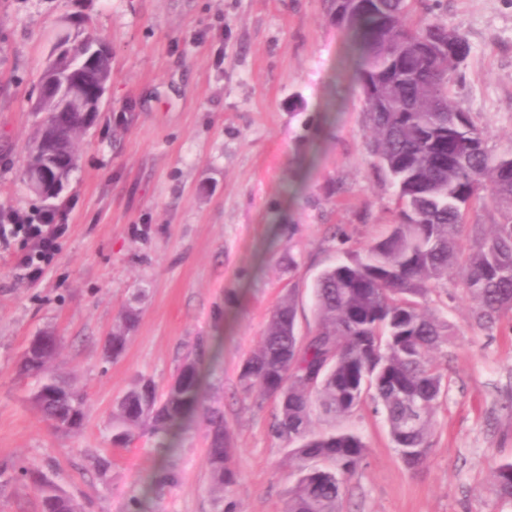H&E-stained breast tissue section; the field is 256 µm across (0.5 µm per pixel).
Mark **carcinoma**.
<instances>
[{
	"mask_svg": "<svg viewBox=\"0 0 512 512\" xmlns=\"http://www.w3.org/2000/svg\"><path fill=\"white\" fill-rule=\"evenodd\" d=\"M329 11L350 39L349 71L362 95L371 153L395 187V222L364 253L319 274L312 334L296 336L295 304L284 298L240 371L245 394L277 402L271 433L293 445L297 478L286 512H342L348 481L368 453L352 430L315 431V414L336 420L369 404L383 417L400 461L411 470L427 462L432 414L446 391L431 354L445 342L447 325L425 309L431 293L458 277L486 330L512 312V153L492 155L485 128L451 93L469 42L430 8L418 11L417 0H329ZM86 130L75 112L53 135L73 145ZM33 167L52 174L53 153L27 157L25 168ZM488 202L498 220L487 237L473 240L469 216ZM137 319L133 308L116 317L105 361L121 356ZM59 354L58 345L26 349L17 370L35 379L32 402L43 419L70 433L83 425L87 394L56 372ZM205 356L199 341L162 395L148 379L133 383L112 405L110 439L126 446L148 425L156 447L172 453L180 433L205 412L213 504L216 512H232L224 509V493L239 483L236 449L228 444L224 411L209 402ZM21 480L30 482L40 512H83L38 466L0 463V489ZM177 482L176 472L155 467L154 486ZM493 484L499 497L512 499L511 460L496 466Z\"/></svg>",
	"mask_w": 512,
	"mask_h": 512,
	"instance_id": "obj_1",
	"label": "carcinoma"
}]
</instances>
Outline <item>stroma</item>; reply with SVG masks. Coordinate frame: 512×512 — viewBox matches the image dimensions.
Segmentation results:
<instances>
[{
  "instance_id": "1",
  "label": "stroma",
  "mask_w": 512,
  "mask_h": 512,
  "mask_svg": "<svg viewBox=\"0 0 512 512\" xmlns=\"http://www.w3.org/2000/svg\"><path fill=\"white\" fill-rule=\"evenodd\" d=\"M440 14L470 44L456 100L485 127L492 154L512 152V0H441ZM65 24L108 44L112 81L64 188L44 202L22 169ZM346 55L326 0H0V211L35 218L64 203L70 224L35 283L16 265L22 240L0 243V462L35 463L84 512H127L157 450L148 433L112 445L113 401L141 376L165 389L201 340L218 353L206 363L209 396L238 450L237 508L284 512L294 477L288 443L270 430L277 407L244 395L238 375L284 296L308 335L316 276L393 221L394 189L370 154ZM128 307L138 323L123 355L103 361ZM428 307L448 325V390L426 465L402 464L370 408L314 422L368 445L344 512H512L491 479L512 458V314L486 332L454 287ZM42 331L61 337L57 371L88 396L79 432L44 422L17 372ZM207 430L198 415L170 459L177 484L149 495L146 512H213Z\"/></svg>"
}]
</instances>
